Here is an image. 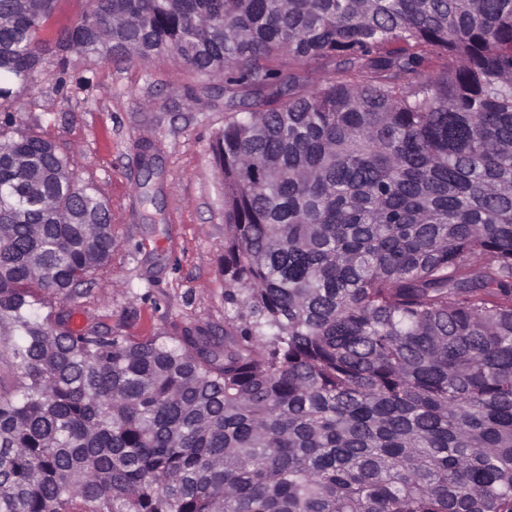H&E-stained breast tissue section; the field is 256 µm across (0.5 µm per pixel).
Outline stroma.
Masks as SVG:
<instances>
[{
  "label": "stroma",
  "instance_id": "1",
  "mask_svg": "<svg viewBox=\"0 0 512 512\" xmlns=\"http://www.w3.org/2000/svg\"><path fill=\"white\" fill-rule=\"evenodd\" d=\"M220 78L169 56L149 64L48 56L17 94L19 127L53 140L109 208L112 258L74 306L78 327L145 339L224 333V185L211 145Z\"/></svg>",
  "mask_w": 512,
  "mask_h": 512
}]
</instances>
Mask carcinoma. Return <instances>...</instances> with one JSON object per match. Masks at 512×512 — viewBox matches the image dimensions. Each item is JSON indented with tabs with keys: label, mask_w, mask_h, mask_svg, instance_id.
I'll use <instances>...</instances> for the list:
<instances>
[{
	"label": "carcinoma",
	"mask_w": 512,
	"mask_h": 512,
	"mask_svg": "<svg viewBox=\"0 0 512 512\" xmlns=\"http://www.w3.org/2000/svg\"><path fill=\"white\" fill-rule=\"evenodd\" d=\"M86 2L0 0V512H512V0ZM53 47L224 78V335L43 311L112 255Z\"/></svg>",
	"instance_id": "carcinoma-1"
}]
</instances>
